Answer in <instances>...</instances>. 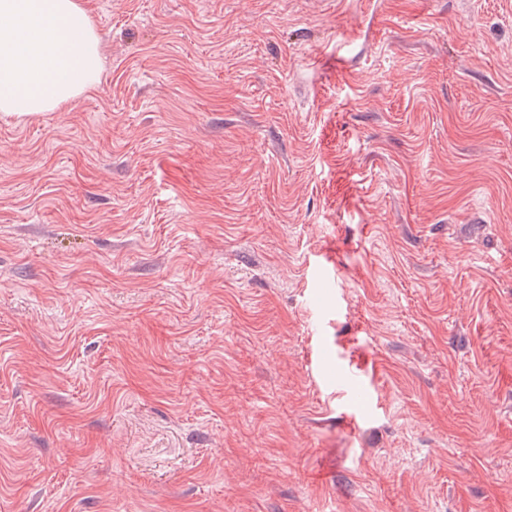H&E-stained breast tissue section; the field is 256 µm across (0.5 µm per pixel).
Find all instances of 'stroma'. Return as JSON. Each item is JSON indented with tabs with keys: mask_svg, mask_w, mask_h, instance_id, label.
Here are the masks:
<instances>
[{
	"mask_svg": "<svg viewBox=\"0 0 512 512\" xmlns=\"http://www.w3.org/2000/svg\"><path fill=\"white\" fill-rule=\"evenodd\" d=\"M0 112V512H512V0H81Z\"/></svg>",
	"mask_w": 512,
	"mask_h": 512,
	"instance_id": "stroma-1",
	"label": "stroma"
}]
</instances>
